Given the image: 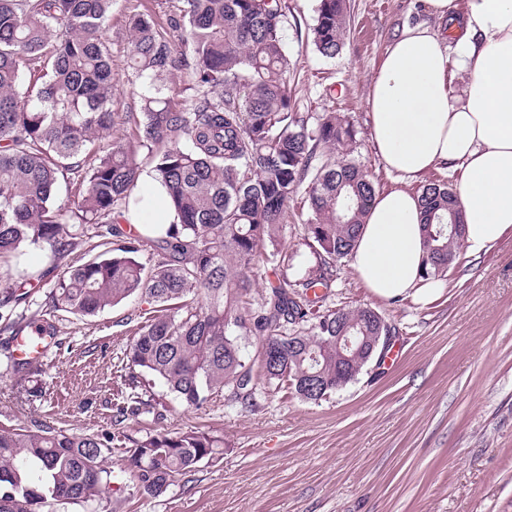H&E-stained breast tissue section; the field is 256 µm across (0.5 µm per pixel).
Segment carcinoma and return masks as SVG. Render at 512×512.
Returning a JSON list of instances; mask_svg holds the SVG:
<instances>
[{
    "instance_id": "1",
    "label": "carcinoma",
    "mask_w": 512,
    "mask_h": 512,
    "mask_svg": "<svg viewBox=\"0 0 512 512\" xmlns=\"http://www.w3.org/2000/svg\"><path fill=\"white\" fill-rule=\"evenodd\" d=\"M180 2L165 29L140 14L129 18L132 68L149 83L140 111L127 115L138 144L98 156L91 146L119 121L103 37L113 0H0V263L28 244L48 250L56 268L91 231L103 250L67 267L49 296L83 316L134 293L148 296L155 315L130 345V369L160 380L196 410L225 390L248 404L261 383L319 401L356 379L376 342L391 333L372 308L322 314L316 306L328 294L308 295L332 286L336 262L354 249L375 195L367 171L346 159L354 124L336 112L311 118L292 111L281 0ZM348 9V0H320L311 38L322 56L342 51ZM178 40L195 58L197 98L183 110L156 84L180 66ZM164 142L173 146L156 158L153 172L177 221L125 230L139 148ZM69 175L81 186L74 210L55 205L60 180ZM302 187L311 211L306 276L292 273L294 254L282 242L288 201ZM420 197L431 225L423 276L437 278L464 236L451 229L456 192L445 181L432 182ZM147 247L145 265L138 257ZM260 253L274 281L254 302L247 270ZM45 276L4 282L0 307L27 301L25 288ZM341 325L361 344L349 361L336 345ZM242 336L262 337L249 361ZM10 369L30 382L42 364L14 362ZM156 406L153 395L138 393L116 408L115 420L153 414ZM128 442L115 473L105 465L107 441L97 435L47 422L0 423V512H42L50 501L89 504L114 482L160 496L202 461L224 455L223 438L197 429ZM29 467L39 473L36 487Z\"/></svg>"
}]
</instances>
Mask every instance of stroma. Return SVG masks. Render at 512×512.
Returning <instances> with one entry per match:
<instances>
[{
  "label": "stroma",
  "mask_w": 512,
  "mask_h": 512,
  "mask_svg": "<svg viewBox=\"0 0 512 512\" xmlns=\"http://www.w3.org/2000/svg\"><path fill=\"white\" fill-rule=\"evenodd\" d=\"M284 39L297 66L288 77L293 111L337 112L354 121L350 158L376 191L429 182L457 184L440 168L399 181L387 173L367 124L364 93L405 22L423 18L422 0H350L347 43L333 58L310 40L319 0H281ZM177 0H115L104 29L112 45L119 113L140 108L144 91L130 66L131 14L165 23ZM304 194L288 204L285 246L306 269ZM433 299L376 297L350 263L336 266L326 309L370 307L395 329L397 367L371 361L354 381L320 401L287 389H262L256 407L219 394L206 408H188L159 382L140 377L162 404V419L146 415L115 423L113 408L129 392L126 350L153 316L148 297L134 294L96 315L53 306L48 288L19 305L24 318L58 329L29 401L7 371L11 336L0 318V422L47 421L81 434L110 437L108 463L119 466L128 437L198 428L223 437L224 457L201 463L189 481L152 497L106 495L49 512H512V232L477 258L458 253Z\"/></svg>",
  "instance_id": "stroma-1"
}]
</instances>
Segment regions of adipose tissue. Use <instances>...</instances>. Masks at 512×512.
<instances>
[{
    "label": "adipose tissue",
    "mask_w": 512,
    "mask_h": 512,
    "mask_svg": "<svg viewBox=\"0 0 512 512\" xmlns=\"http://www.w3.org/2000/svg\"><path fill=\"white\" fill-rule=\"evenodd\" d=\"M405 24L365 97L386 170L414 177L439 165L459 172L457 202L469 255L512 230V0H425ZM417 193L376 194L351 265L375 296L427 295Z\"/></svg>",
    "instance_id": "ef3b65f1"
}]
</instances>
